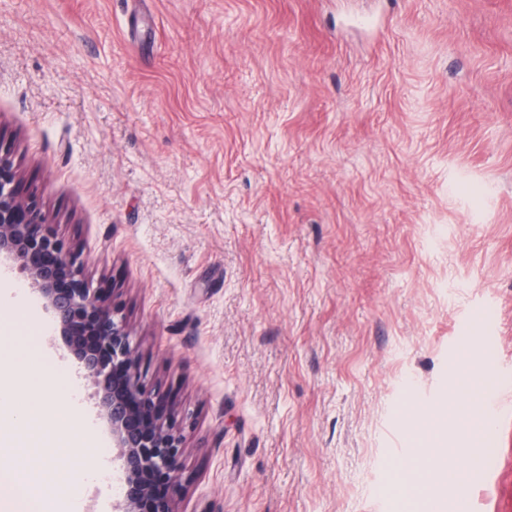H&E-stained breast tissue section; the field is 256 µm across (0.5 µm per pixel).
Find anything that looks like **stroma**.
Here are the masks:
<instances>
[{"instance_id":"stroma-1","label":"stroma","mask_w":512,"mask_h":512,"mask_svg":"<svg viewBox=\"0 0 512 512\" xmlns=\"http://www.w3.org/2000/svg\"><path fill=\"white\" fill-rule=\"evenodd\" d=\"M0 141L188 421L176 512H391L404 398L440 401L483 308L512 361V0H0ZM0 280L113 456L51 312Z\"/></svg>"}]
</instances>
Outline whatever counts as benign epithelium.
Returning <instances> with one entry per match:
<instances>
[{"mask_svg":"<svg viewBox=\"0 0 512 512\" xmlns=\"http://www.w3.org/2000/svg\"><path fill=\"white\" fill-rule=\"evenodd\" d=\"M2 256L27 273L66 347L103 391L122 491L115 512H175L184 458L177 412L141 381L125 319L116 318L109 297L82 277L74 251L47 221L36 195L24 191L10 149L0 143Z\"/></svg>","mask_w":512,"mask_h":512,"instance_id":"obj_1","label":"benign epithelium"}]
</instances>
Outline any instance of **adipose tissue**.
Returning a JSON list of instances; mask_svg holds the SVG:
<instances>
[{
	"label": "adipose tissue",
	"instance_id": "ef3b65f1",
	"mask_svg": "<svg viewBox=\"0 0 512 512\" xmlns=\"http://www.w3.org/2000/svg\"><path fill=\"white\" fill-rule=\"evenodd\" d=\"M28 373V383L36 394L25 403H18L9 388L0 386V409L8 411L11 418L5 435L9 441L19 435L41 437L47 425L59 427L66 420L64 412L50 404L43 374ZM476 417L474 402L452 398L420 411L411 435L413 454L391 468L397 488L392 512H447L442 484L466 481L465 471H449L448 459L463 453ZM20 466L14 459L0 460V512H73V501H47L37 488L20 482L16 476Z\"/></svg>",
	"mask_w": 512,
	"mask_h": 512
}]
</instances>
